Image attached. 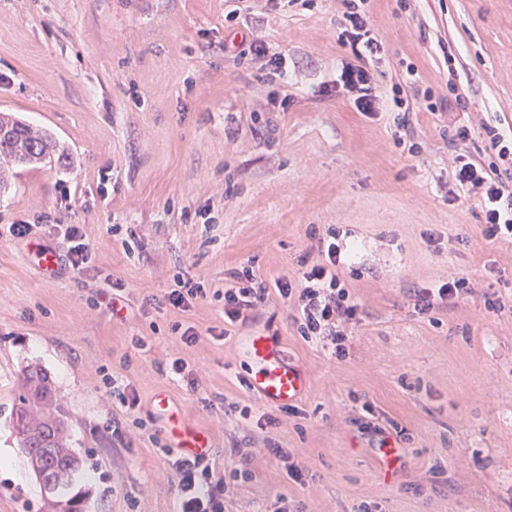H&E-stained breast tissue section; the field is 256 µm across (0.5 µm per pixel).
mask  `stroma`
Wrapping results in <instances>:
<instances>
[{"instance_id": "stroma-1", "label": "stroma", "mask_w": 512, "mask_h": 512, "mask_svg": "<svg viewBox=\"0 0 512 512\" xmlns=\"http://www.w3.org/2000/svg\"><path fill=\"white\" fill-rule=\"evenodd\" d=\"M235 21H227L232 7ZM384 54L383 91L415 67L408 110L368 118L334 89L346 55L341 0H0V113L48 130L61 163L14 170L0 194V512H46L47 498L12 431L27 367L47 374L80 459L85 512H177L169 438L153 407L165 394L208 434L216 475L238 467L226 512H512V242L486 240L477 200L448 203L456 127L512 132V0H366ZM258 39L277 72L226 47ZM457 80H450L448 55ZM462 95L454 112L428 101ZM91 248L64 257V225ZM335 235L341 275L362 308L346 352L307 342L292 305L271 293L247 326L224 324L219 293L252 269L297 278ZM60 256L46 276L33 253ZM466 272L471 293L428 313L414 292ZM122 280L127 307L108 309ZM205 290L181 310L177 280ZM493 288L498 310L485 307ZM192 328V343L173 325ZM267 330L308 378L296 411L244 384L242 339ZM182 359L196 381L171 371ZM133 386L126 408L105 376ZM400 461L380 465L356 421L363 404ZM249 408L265 427L228 415ZM305 468L289 479L264 448ZM443 472H435V465ZM65 235L73 243L67 254L69 264L76 269L84 268L82 266L87 264L90 259V250L89 245L84 242V236L79 225L69 224ZM266 449L271 455L284 463L288 478L295 482L305 484L303 469L295 461L290 462L291 456L288 451L284 448H279V446L271 440L268 442V447Z\"/></svg>"}]
</instances>
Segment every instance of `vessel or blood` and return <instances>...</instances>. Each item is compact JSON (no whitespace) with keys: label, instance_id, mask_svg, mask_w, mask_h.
I'll return each mask as SVG.
<instances>
[{"label":"vessel or blood","instance_id":"obj_1","mask_svg":"<svg viewBox=\"0 0 512 512\" xmlns=\"http://www.w3.org/2000/svg\"><path fill=\"white\" fill-rule=\"evenodd\" d=\"M243 351L249 363L248 389L260 401L285 407L306 394L308 382L304 371L285 356L271 336L262 331L252 332L243 339ZM156 404L166 416L167 433L174 447L187 454L208 451L206 436L180 422L165 396H158Z\"/></svg>","mask_w":512,"mask_h":512}]
</instances>
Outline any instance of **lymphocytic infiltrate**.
Listing matches in <instances>:
<instances>
[{"instance_id":"obj_1","label":"lymphocytic infiltrate","mask_w":512,"mask_h":512,"mask_svg":"<svg viewBox=\"0 0 512 512\" xmlns=\"http://www.w3.org/2000/svg\"><path fill=\"white\" fill-rule=\"evenodd\" d=\"M342 44L350 59L343 62L336 88L347 95L357 111L375 117L384 107L383 94L371 67L381 58L383 45L375 36L360 0H342ZM486 155L466 151L468 127L455 129L453 138L462 150L453 158L454 177L448 183V200L456 203L477 198L484 213L483 235L495 241L512 238V135L495 125L482 124ZM319 261L304 271L297 283H277L282 298H296L294 321L300 335L312 343L330 341L335 355H343L342 325L357 322L362 312L341 278L347 253L336 242L317 246ZM268 287L251 270L233 272L224 288V320L234 324L247 311L264 306ZM179 512H224L227 484L217 477L207 456H180L174 463Z\"/></svg>"}]
</instances>
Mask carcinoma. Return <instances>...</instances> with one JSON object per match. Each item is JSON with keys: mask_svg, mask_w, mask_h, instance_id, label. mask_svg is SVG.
Masks as SVG:
<instances>
[{"mask_svg": "<svg viewBox=\"0 0 512 512\" xmlns=\"http://www.w3.org/2000/svg\"><path fill=\"white\" fill-rule=\"evenodd\" d=\"M65 158L56 141L46 131L37 129L16 116L0 113V190L7 188L8 174L21 167L41 165L52 157ZM55 406V397L46 375L30 369L24 377V390L18 397L13 413L16 434H27L19 439V446L28 449L29 461H37L39 468L55 477V500L50 508L66 512H83L84 495L67 493L70 479L79 469V461L71 453L60 457L51 449L62 447L65 428L64 413L54 410L38 419L34 412Z\"/></svg>", "mask_w": 512, "mask_h": 512, "instance_id": "cac0c4a2", "label": "carcinoma"}]
</instances>
